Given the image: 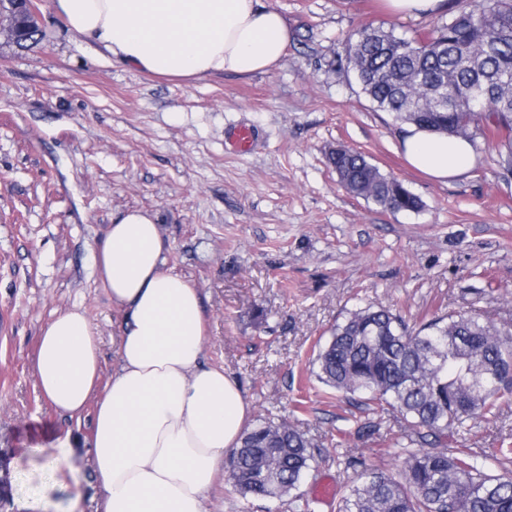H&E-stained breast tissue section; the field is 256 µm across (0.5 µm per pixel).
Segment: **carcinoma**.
Wrapping results in <instances>:
<instances>
[{
    "label": "carcinoma",
    "mask_w": 512,
    "mask_h": 512,
    "mask_svg": "<svg viewBox=\"0 0 512 512\" xmlns=\"http://www.w3.org/2000/svg\"><path fill=\"white\" fill-rule=\"evenodd\" d=\"M340 67L398 120L465 139L480 118L489 120L506 131L500 144L512 162V0H469L425 38L364 27L349 39ZM329 161L355 197L392 212L423 206L360 151L332 153ZM315 363L325 385L402 415L409 443L433 439L430 450L403 449L395 475L364 469L337 512H512V476L492 473L512 447L495 455L448 448L469 422L496 416L512 397V336L480 311L410 328L387 308H360L336 325ZM314 462L303 434L268 420L243 437L229 480L245 499L306 512L297 490Z\"/></svg>",
    "instance_id": "obj_1"
}]
</instances>
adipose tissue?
Returning a JSON list of instances; mask_svg holds the SVG:
<instances>
[{
    "label": "adipose tissue",
    "mask_w": 512,
    "mask_h": 512,
    "mask_svg": "<svg viewBox=\"0 0 512 512\" xmlns=\"http://www.w3.org/2000/svg\"><path fill=\"white\" fill-rule=\"evenodd\" d=\"M68 32L124 65L170 81L267 73L291 33L261 0H54ZM406 161L445 182L473 168L470 142L407 126ZM156 216L115 217L93 252V269L121 315L118 366L102 379L96 330L78 308L55 311L35 351L40 394L69 417L93 407L87 455L70 438L49 459L52 474L92 473L101 512H207L227 454L240 444L251 405L222 368L205 365L200 294L166 267Z\"/></svg>",
    "instance_id": "obj_1"
}]
</instances>
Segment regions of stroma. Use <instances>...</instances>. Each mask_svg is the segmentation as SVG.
Here are the masks:
<instances>
[{
	"label": "stroma",
	"instance_id": "35a3bbf8",
	"mask_svg": "<svg viewBox=\"0 0 512 512\" xmlns=\"http://www.w3.org/2000/svg\"><path fill=\"white\" fill-rule=\"evenodd\" d=\"M263 2L291 39L280 67L244 77L184 84L130 69L70 36L52 0L39 5L38 46L0 37V512H33L28 492L49 480L35 449L89 438L92 411L76 423L52 407L33 356L53 312L77 306L111 376L119 314L92 252L128 209L155 213L168 268L201 295L205 360L241 386L251 426L287 421L324 454L299 487L312 512H330L312 498L322 478L343 495L363 467L394 472L402 461L399 414L316 377L319 347L349 312L386 306L423 325L478 309L512 331V170L496 132L475 135L471 170L430 180L400 152L402 122L339 68L360 28L422 37L464 0L418 18L385 14L379 0ZM239 126L253 132L245 153L230 145ZM339 146L363 152L423 209L393 213L349 194L328 160ZM510 441L512 400L459 443L492 455ZM207 509L288 512L225 482Z\"/></svg>",
	"mask_w": 512,
	"mask_h": 512
}]
</instances>
